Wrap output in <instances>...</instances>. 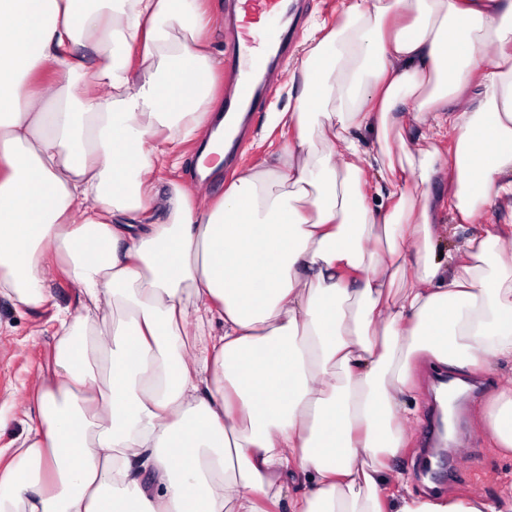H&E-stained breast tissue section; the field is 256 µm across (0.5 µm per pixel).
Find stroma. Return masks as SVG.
<instances>
[{
	"instance_id": "35a3bbf8",
	"label": "stroma",
	"mask_w": 512,
	"mask_h": 512,
	"mask_svg": "<svg viewBox=\"0 0 512 512\" xmlns=\"http://www.w3.org/2000/svg\"><path fill=\"white\" fill-rule=\"evenodd\" d=\"M302 53V43L294 42L264 109L252 116L243 151L234 168L225 170L213 184H198L194 160L199 142L191 139L180 146L184 155L182 167L156 170L159 190L167 191L173 183L184 185L193 191L194 201L199 207H208L221 198L240 171L273 162V144L279 138V131L273 127L270 115L287 111L292 106L297 89L290 81V73ZM437 221L445 227L456 228V236L460 239L483 224L512 225V199L497 200L483 206L472 222L459 227L455 226L451 215L445 210L439 211ZM48 288L52 300L41 307H25L0 295V413L7 418L5 427L0 429V448L9 447L12 441L22 436L24 423L34 407L35 388L53 373L57 314L65 311L75 314L81 307L82 298L78 288L70 283L61 270H54ZM469 385L479 388L481 395L467 400L470 408L465 416L468 441L463 447L457 448V473L444 485L443 490L464 494L478 487L492 493L500 481H512V455H504L480 426L478 413L485 397L490 396L493 390L492 375L471 377Z\"/></svg>"
}]
</instances>
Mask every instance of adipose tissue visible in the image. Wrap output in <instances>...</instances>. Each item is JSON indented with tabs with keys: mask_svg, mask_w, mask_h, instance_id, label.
Returning <instances> with one entry per match:
<instances>
[{
	"mask_svg": "<svg viewBox=\"0 0 512 512\" xmlns=\"http://www.w3.org/2000/svg\"><path fill=\"white\" fill-rule=\"evenodd\" d=\"M211 24L204 0H0V293L43 306L58 267L84 298L0 512H512V482L432 496L391 465L417 358L512 365V234L438 253L426 190L450 172L463 221L512 198V0H343L304 38L276 165L205 211L172 185L156 222L152 169L205 133L223 155L238 121ZM480 420L512 453V373Z\"/></svg>",
	"mask_w": 512,
	"mask_h": 512,
	"instance_id": "ef3b65f1",
	"label": "adipose tissue"
}]
</instances>
